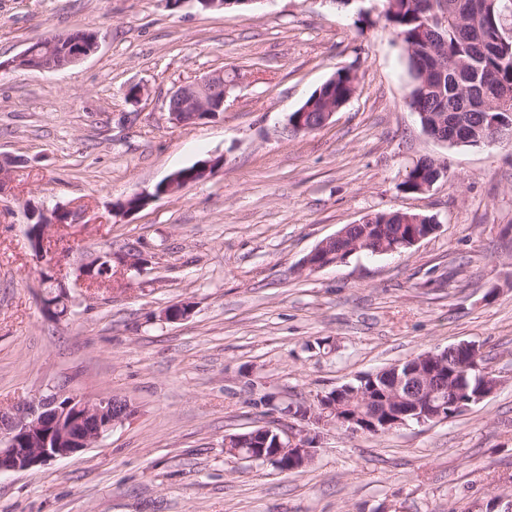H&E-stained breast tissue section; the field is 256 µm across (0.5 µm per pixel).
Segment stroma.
I'll return each instance as SVG.
<instances>
[{
    "label": "stroma",
    "mask_w": 512,
    "mask_h": 512,
    "mask_svg": "<svg viewBox=\"0 0 512 512\" xmlns=\"http://www.w3.org/2000/svg\"><path fill=\"white\" fill-rule=\"evenodd\" d=\"M384 0H0V408L63 386L137 413L77 456L0 476V512H512V143L427 137L405 102L407 54ZM76 29L99 49L60 71L14 69L29 42ZM356 91L322 128L296 111L337 70ZM224 110L171 123L178 85L213 73ZM141 85V101L127 91ZM224 166L133 214L115 202L209 156ZM427 158L429 192L401 184ZM79 205L44 260L25 210ZM435 216L411 249L304 258L370 213ZM137 251L131 276L87 291L77 268ZM74 303L41 308L43 263ZM189 301L188 318L162 312ZM478 345L496 390L461 415L371 436L319 428L317 455L284 472L224 439L293 422L288 404L430 350Z\"/></svg>",
    "instance_id": "stroma-1"
}]
</instances>
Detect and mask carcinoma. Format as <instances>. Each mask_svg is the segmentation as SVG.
I'll list each match as a JSON object with an SVG mask.
<instances>
[{"instance_id":"carcinoma-1","label":"carcinoma","mask_w":512,"mask_h":512,"mask_svg":"<svg viewBox=\"0 0 512 512\" xmlns=\"http://www.w3.org/2000/svg\"><path fill=\"white\" fill-rule=\"evenodd\" d=\"M505 0H385L384 17L401 39L407 53L411 84L407 95L410 108L418 112L421 126L432 122V112L448 113V128L470 140L481 142L487 133L488 112H505L512 118V103L501 107L500 98L512 92V51L506 50L503 38ZM356 89V75L341 69L320 86L315 111L328 105L342 107ZM427 159L415 163L410 179L403 182L405 190L418 187V180L432 172ZM375 227L381 232L366 231L368 225H344L345 243L366 237L372 245L381 241L406 240L411 233L426 235L433 231L432 216L422 215L418 224H403L392 212L375 213ZM466 373L470 387L485 385L478 372L465 368L457 357L441 360L444 378ZM385 389L384 378L363 381L357 377L345 383L336 396L339 415L369 417L382 412L379 399L366 404L355 391L361 387Z\"/></svg>"}]
</instances>
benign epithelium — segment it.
<instances>
[{
  "label": "benign epithelium",
  "mask_w": 512,
  "mask_h": 512,
  "mask_svg": "<svg viewBox=\"0 0 512 512\" xmlns=\"http://www.w3.org/2000/svg\"><path fill=\"white\" fill-rule=\"evenodd\" d=\"M99 42L93 41L86 47L73 32L47 36L39 40V46H27L18 57L9 62L11 66L26 67L41 71H59L89 57L97 51ZM229 87L224 74L208 75L202 79L176 87L169 95V120L176 125H188L224 110V100ZM336 108L324 112H292L288 115L286 130L295 135L323 127L328 123ZM224 165V159L214 157L200 161L191 176L178 172L171 174L157 196H171L181 192L191 182L206 179ZM12 160L0 157V193L5 192L14 179ZM49 221L40 225V240H31L35 256H46V242L49 229L56 224H74L78 213L71 207L57 206L42 210ZM345 234L333 235L322 242L304 259V265L319 270L336 264L333 246L344 240ZM116 257L107 252L77 271V278L83 283L93 275L94 270H110ZM127 272L141 273L146 259L132 252L118 258ZM44 313L53 312L63 306L70 307L65 289L49 294L41 301ZM425 357L407 360L408 367L403 374L394 373L388 388L389 402L396 413L382 420L372 419V425L350 421L348 431L359 433L392 431L397 426L407 425L405 417L417 413L421 406L432 408L429 418L437 423L444 420L443 409L452 402L462 405L458 389H446L443 383L434 379L432 365H424ZM134 407L127 401L111 396L89 397L64 388H53L45 394L24 399L8 409L0 408V474L28 471L52 461L68 458L80 453L108 435L114 428L129 421ZM299 424L276 433L274 457L282 459L281 470L293 472L303 468L299 461L314 455L316 437L310 426L336 422V403L326 397L318 398L317 406H304L295 416Z\"/></svg>",
  "instance_id": "7a95c632"
}]
</instances>
